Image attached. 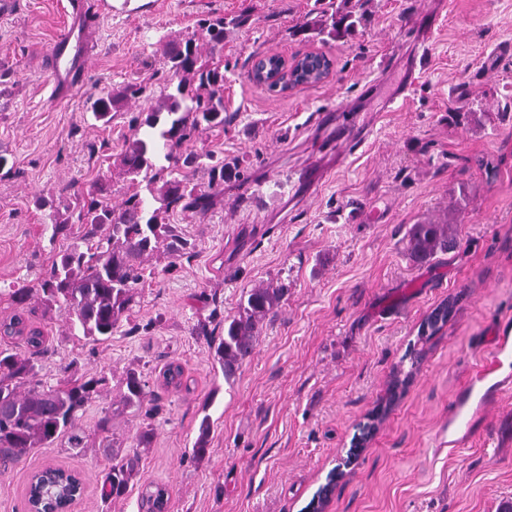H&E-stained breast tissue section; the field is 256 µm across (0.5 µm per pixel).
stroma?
Returning a JSON list of instances; mask_svg holds the SVG:
<instances>
[{
  "label": "stroma",
  "instance_id": "stroma-1",
  "mask_svg": "<svg viewBox=\"0 0 512 512\" xmlns=\"http://www.w3.org/2000/svg\"><path fill=\"white\" fill-rule=\"evenodd\" d=\"M69 2L10 0L0 14V320L12 313L9 291L65 248L51 238L64 206L101 182L116 206L135 190L119 166L130 121L169 88L166 45L204 19L226 21L224 109L234 119L188 148L238 174L206 212L171 216L191 253L172 271L166 255L146 259L109 340L35 302L27 320L44 336L43 385L65 366L107 383L79 421L84 447L36 448L0 473V512H26L29 480L49 465L81 476L73 512H139L150 485L166 488L168 512H306L339 465L326 512H498L512 501V391L487 399L468 438L448 443L453 402L512 321V0H358L364 22L337 39L316 26L342 0H83L89 57L65 91L46 56ZM306 22L313 31L296 34ZM307 51L334 62L321 83L273 93L248 78L257 56ZM128 84L148 90L100 126L94 101ZM448 220L459 223V248L410 263L408 226ZM280 281L287 296L225 377L215 357L225 318L251 288ZM449 299L447 324L422 334ZM173 361L177 389L162 378ZM130 369L158 396V414L121 406ZM397 373L409 380L394 392ZM107 414L110 448L97 429ZM123 458L136 461L127 492L106 498Z\"/></svg>",
  "mask_w": 512,
  "mask_h": 512
}]
</instances>
